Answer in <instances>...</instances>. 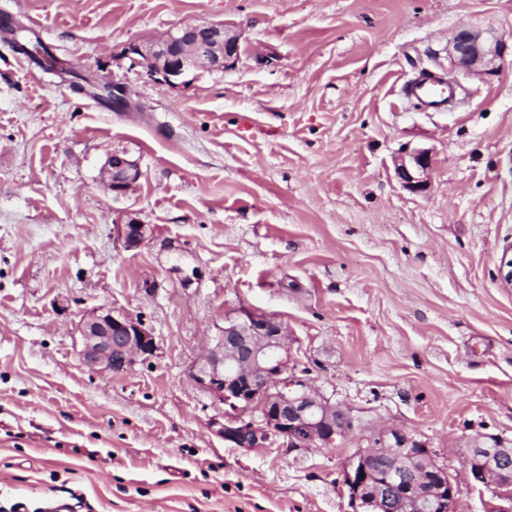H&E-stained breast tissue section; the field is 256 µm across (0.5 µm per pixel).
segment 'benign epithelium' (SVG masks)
<instances>
[{"mask_svg": "<svg viewBox=\"0 0 512 512\" xmlns=\"http://www.w3.org/2000/svg\"><path fill=\"white\" fill-rule=\"evenodd\" d=\"M241 40L242 33L230 23L189 25L154 43L130 44L127 56L151 81L174 88L194 71L233 68ZM450 45L466 75H495L493 62L507 48L506 41L488 44L467 28L457 30ZM394 165L404 188L415 193L428 189V150L405 148ZM102 173L115 194L126 193L141 177L138 163L116 151L107 156ZM150 232L149 225L134 220L118 225L128 248L139 247ZM76 330L82 363L94 373H125L157 350L153 332L141 319L106 307L83 315ZM290 361L288 338L274 317L246 311L225 320L193 373L195 382L224 405V421L215 425L225 444L260 448L276 436L290 448L332 447L352 427L348 412L330 403ZM253 407L261 413L258 424L244 416ZM465 471L468 482L490 487L497 498L512 502V448L498 436L486 435L469 448ZM344 484L354 512H390L398 496L405 500V512H461L459 480L434 461L425 442L400 430L374 437L352 463Z\"/></svg>", "mask_w": 512, "mask_h": 512, "instance_id": "obj_1", "label": "benign epithelium"}]
</instances>
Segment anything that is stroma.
<instances>
[{"mask_svg":"<svg viewBox=\"0 0 512 512\" xmlns=\"http://www.w3.org/2000/svg\"><path fill=\"white\" fill-rule=\"evenodd\" d=\"M237 25L233 69L155 84L124 51ZM0 512H353L345 473L377 434L426 442L458 480L475 439L512 444V0H0ZM462 27L508 48L459 76ZM428 70L465 96L427 112ZM126 85L116 112L74 73ZM433 157L399 183L403 149ZM142 176L107 187L108 154ZM152 233L126 248L118 225ZM141 318L158 349L88 371L76 325ZM276 318L292 362L353 419L331 448L225 447L192 371L241 310ZM395 173L404 188L411 192L423 193L428 189L427 173L432 167L428 150L403 149L394 160Z\"/></svg>","mask_w":512,"mask_h":512,"instance_id":"stroma-1","label":"stroma"}]
</instances>
